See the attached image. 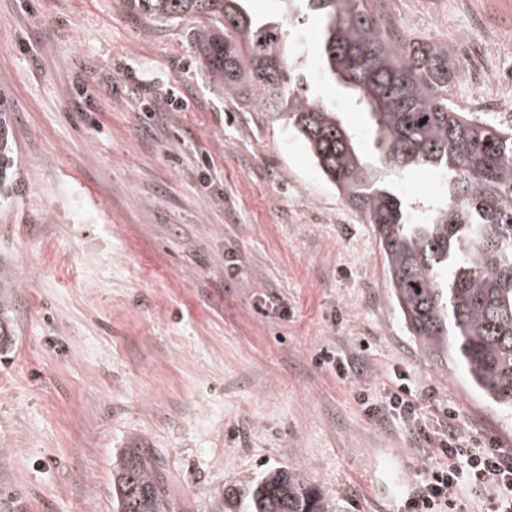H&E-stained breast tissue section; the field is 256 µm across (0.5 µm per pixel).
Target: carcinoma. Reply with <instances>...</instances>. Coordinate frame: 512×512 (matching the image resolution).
Listing matches in <instances>:
<instances>
[{
  "mask_svg": "<svg viewBox=\"0 0 512 512\" xmlns=\"http://www.w3.org/2000/svg\"><path fill=\"white\" fill-rule=\"evenodd\" d=\"M154 24L201 20L194 42L228 97L255 92L302 139L319 173L372 225L398 310L422 345L457 364L491 407L512 412V128L477 118L448 98V45L430 40L401 54L366 0H303L322 25L321 62L371 117L378 162L325 107L301 73L288 76L277 44L282 29L248 0H124ZM11 113L0 100V192L15 151ZM425 169L444 180V198L421 211L378 177ZM11 273L0 265V350L14 341ZM224 493L220 512H329L295 469ZM114 512H171L173 503L146 448L112 472Z\"/></svg>",
  "mask_w": 512,
  "mask_h": 512,
  "instance_id": "carcinoma-1",
  "label": "carcinoma"
}]
</instances>
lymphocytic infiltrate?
<instances>
[{"mask_svg":"<svg viewBox=\"0 0 512 512\" xmlns=\"http://www.w3.org/2000/svg\"><path fill=\"white\" fill-rule=\"evenodd\" d=\"M415 397L399 386L384 406L368 408L370 416L399 417L416 423L414 432L428 467L407 512H457L463 496L479 497L484 512H512V448L493 439L467 437L458 429L456 413L448 409L431 426H418Z\"/></svg>","mask_w":512,"mask_h":512,"instance_id":"lymphocytic-infiltrate-1","label":"lymphocytic infiltrate"}]
</instances>
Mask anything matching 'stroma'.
I'll return each instance as SVG.
<instances>
[{
  "label": "stroma",
  "mask_w": 512,
  "mask_h": 512,
  "mask_svg": "<svg viewBox=\"0 0 512 512\" xmlns=\"http://www.w3.org/2000/svg\"><path fill=\"white\" fill-rule=\"evenodd\" d=\"M283 24L279 52L370 142L368 116L320 75L317 23ZM406 48L446 40L456 106L476 21L512 0H368ZM0 96L13 112V201L0 259L16 279V339L0 353V512H113L112 465L147 448L177 512L290 466L345 512H404L423 475L408 423L366 416L406 380L419 413L455 408L469 435L512 448L460 370L429 354L392 301L371 227L255 94L208 78L192 23L151 26L121 0H0ZM360 351L356 383L317 362Z\"/></svg>",
  "instance_id": "35a3bbf8"
}]
</instances>
